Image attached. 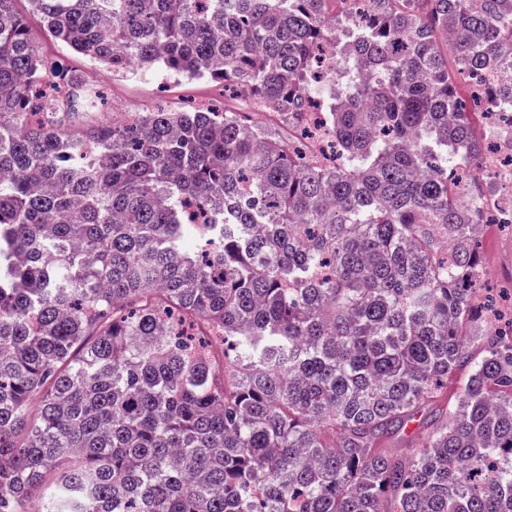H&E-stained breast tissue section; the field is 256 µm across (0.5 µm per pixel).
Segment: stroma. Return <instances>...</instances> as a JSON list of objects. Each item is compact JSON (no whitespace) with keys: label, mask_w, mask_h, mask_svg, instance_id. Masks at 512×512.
<instances>
[{"label":"stroma","mask_w":512,"mask_h":512,"mask_svg":"<svg viewBox=\"0 0 512 512\" xmlns=\"http://www.w3.org/2000/svg\"><path fill=\"white\" fill-rule=\"evenodd\" d=\"M16 12L23 18L40 54L48 59L61 58L74 71L88 74L103 91L107 104L89 114L87 124L111 122L113 115L147 112L154 106L179 108L188 105L237 107L238 102L225 94L219 80L165 77L134 70L114 76L104 67L91 66L83 55L72 51L47 30L41 14L31 0H14ZM481 260L486 296L501 302L512 300V226L485 224L481 227Z\"/></svg>","instance_id":"obj_1"}]
</instances>
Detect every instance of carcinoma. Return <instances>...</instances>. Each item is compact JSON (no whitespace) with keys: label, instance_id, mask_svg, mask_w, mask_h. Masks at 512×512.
<instances>
[{"label":"carcinoma","instance_id":"carcinoma-1","mask_svg":"<svg viewBox=\"0 0 512 512\" xmlns=\"http://www.w3.org/2000/svg\"><path fill=\"white\" fill-rule=\"evenodd\" d=\"M13 2L0 512L34 491L42 512H512V332L480 302L478 239L512 0H31L114 74L244 101L81 135L93 78L42 58ZM464 366L396 459L386 439Z\"/></svg>","mask_w":512,"mask_h":512}]
</instances>
